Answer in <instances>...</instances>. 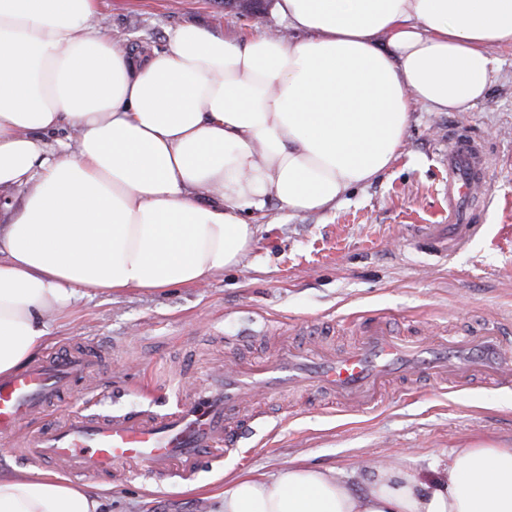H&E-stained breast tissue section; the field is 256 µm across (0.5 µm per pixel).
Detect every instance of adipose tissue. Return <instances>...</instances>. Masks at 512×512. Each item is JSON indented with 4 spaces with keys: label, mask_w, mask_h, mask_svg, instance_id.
<instances>
[{
    "label": "adipose tissue",
    "mask_w": 512,
    "mask_h": 512,
    "mask_svg": "<svg viewBox=\"0 0 512 512\" xmlns=\"http://www.w3.org/2000/svg\"><path fill=\"white\" fill-rule=\"evenodd\" d=\"M102 0H0V379L52 341L80 290L202 287L256 234L250 214L336 207L384 173L411 113L484 102L512 0H276L294 40L196 25L130 48ZM213 512H512V448L401 465L242 473ZM84 484L0 470V512H99Z\"/></svg>",
    "instance_id": "obj_1"
}]
</instances>
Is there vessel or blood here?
I'll list each match as a JSON object with an SVG mask.
<instances>
[{"label":"vessel or blood","mask_w":512,"mask_h":512,"mask_svg":"<svg viewBox=\"0 0 512 512\" xmlns=\"http://www.w3.org/2000/svg\"><path fill=\"white\" fill-rule=\"evenodd\" d=\"M443 164L448 169V221L420 225L416 235L431 251L445 256L481 229L478 213L460 215L459 204L484 182L488 158L478 141L454 134ZM96 367L91 354L69 351L46 356L9 380H0V437L13 436L25 420L44 413ZM421 376L439 387H467L481 380L511 385L512 333L496 325L480 336H442L428 347L413 337L391 335L375 320L361 344L346 354L291 348L270 365L219 369L208 376L205 388L165 414L76 417L31 433L21 454L94 476L111 472L118 463L151 473L188 470L217 452L233 451L237 432L229 415L246 393L279 394L291 388L326 392L335 397L339 411H371L388 385L406 386Z\"/></svg>","instance_id":"1"}]
</instances>
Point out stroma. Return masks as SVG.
Masks as SVG:
<instances>
[{"label": "stroma", "mask_w": 512, "mask_h": 512, "mask_svg": "<svg viewBox=\"0 0 512 512\" xmlns=\"http://www.w3.org/2000/svg\"><path fill=\"white\" fill-rule=\"evenodd\" d=\"M274 0L249 17L224 0H103L115 39L157 49L169 30L204 24L236 35L276 30ZM485 101L470 112L415 108L400 158L336 206L291 214L276 201L253 214L256 240L241 263L206 287L106 295L82 290L51 324L50 351L87 347L97 375L78 383L36 425L70 411L94 418L166 413L179 393L203 387L211 371L279 356L284 345L343 353L363 322L382 318L396 335H480L512 326V49L496 53ZM481 142L489 166L478 191L480 234L442 259L417 246L416 225L447 221L442 157L448 136ZM238 450L192 474L158 478L115 466L102 512H210V494L249 470L276 475L288 463L351 470L396 462L422 478L454 448L512 446V386L438 388L419 379L389 389L375 412L332 413L327 395L291 392L246 398L234 419Z\"/></svg>", "instance_id": "stroma-1"}]
</instances>
